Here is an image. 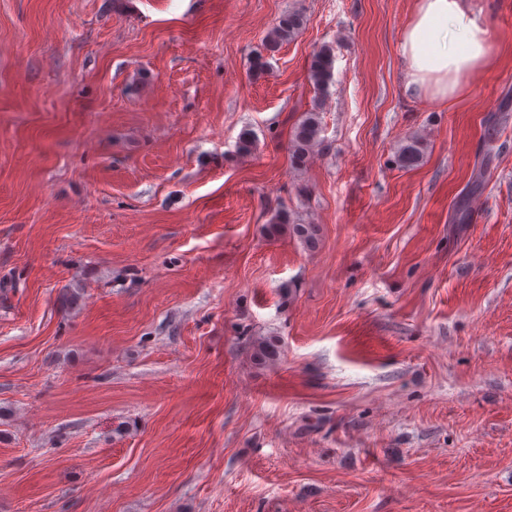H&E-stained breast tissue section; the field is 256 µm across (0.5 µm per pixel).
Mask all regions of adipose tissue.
<instances>
[{
	"instance_id": "adipose-tissue-1",
	"label": "adipose tissue",
	"mask_w": 512,
	"mask_h": 512,
	"mask_svg": "<svg viewBox=\"0 0 512 512\" xmlns=\"http://www.w3.org/2000/svg\"><path fill=\"white\" fill-rule=\"evenodd\" d=\"M406 87L443 100L460 97L489 58L487 31L468 0H415L399 42Z\"/></svg>"
}]
</instances>
